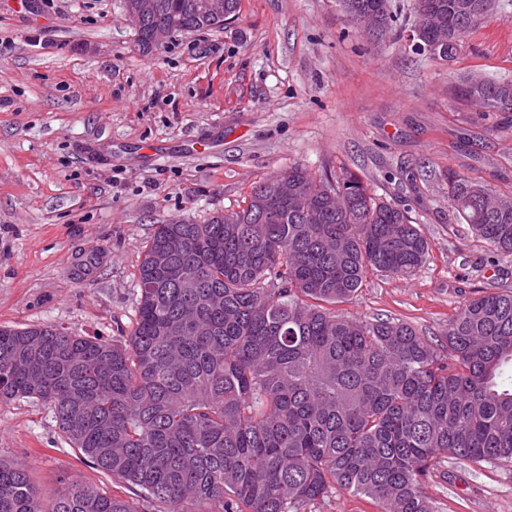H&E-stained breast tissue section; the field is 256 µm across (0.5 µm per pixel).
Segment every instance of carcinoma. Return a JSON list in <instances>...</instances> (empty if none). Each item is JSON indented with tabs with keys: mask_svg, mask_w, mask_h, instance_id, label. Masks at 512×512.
Here are the masks:
<instances>
[{
	"mask_svg": "<svg viewBox=\"0 0 512 512\" xmlns=\"http://www.w3.org/2000/svg\"><path fill=\"white\" fill-rule=\"evenodd\" d=\"M135 28L149 54L210 31L194 0H157ZM379 35L390 0H355ZM414 6L426 39L465 43L483 16L467 0ZM483 108L512 112V80L482 79ZM288 178L296 192L275 197ZM448 208L512 257V193L448 171ZM429 242L410 209L355 174L294 166L252 187L246 206L201 224L158 225L138 266L127 343L63 328H0V398L48 403L66 442L139 488L135 503L81 481L45 497L0 457V512H306L340 487L381 512H433L421 479L448 458L512 462V294L465 303L448 353L408 323L328 309L366 275L408 278Z\"/></svg>",
	"mask_w": 512,
	"mask_h": 512,
	"instance_id": "cac0c4a2",
	"label": "carcinoma"
}]
</instances>
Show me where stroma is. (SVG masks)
I'll list each match as a JSON object with an SVG mask.
<instances>
[{
	"instance_id": "1",
	"label": "stroma",
	"mask_w": 512,
	"mask_h": 512,
	"mask_svg": "<svg viewBox=\"0 0 512 512\" xmlns=\"http://www.w3.org/2000/svg\"><path fill=\"white\" fill-rule=\"evenodd\" d=\"M452 60L413 53L414 0L373 40L339 0H240L218 32L140 53L123 0H0V327L128 339L134 274L157 225L241 209L270 174L351 171L409 204L427 262L368 274L337 313L391 317L445 346L463 304L512 293V258L448 211L449 171L512 193V119L457 100V77L512 78V0ZM0 457L49 497L73 478L139 493L62 436L50 406L0 399ZM435 512H512V463L448 458L422 481Z\"/></svg>"
}]
</instances>
